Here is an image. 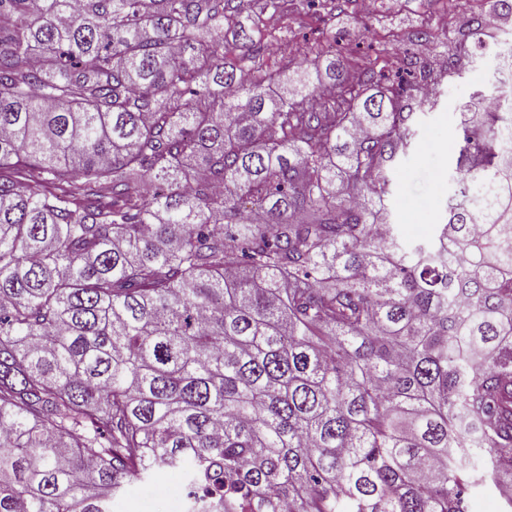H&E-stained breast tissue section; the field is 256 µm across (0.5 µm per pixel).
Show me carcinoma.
Here are the masks:
<instances>
[{"label": "carcinoma", "mask_w": 512, "mask_h": 512, "mask_svg": "<svg viewBox=\"0 0 512 512\" xmlns=\"http://www.w3.org/2000/svg\"><path fill=\"white\" fill-rule=\"evenodd\" d=\"M235 0H0V512H469L512 477V99L413 244L414 55L323 100ZM238 29L233 43L224 29ZM181 473L166 471L144 483H137L124 495L115 500L112 512H181L174 511L171 499H161L159 485H181ZM183 478V477H182ZM505 510V499L497 487V480L488 478L484 484L471 489L470 512H504Z\"/></svg>", "instance_id": "cac0c4a2"}]
</instances>
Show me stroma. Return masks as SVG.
Wrapping results in <instances>:
<instances>
[{
	"instance_id": "obj_1",
	"label": "stroma",
	"mask_w": 512,
	"mask_h": 512,
	"mask_svg": "<svg viewBox=\"0 0 512 512\" xmlns=\"http://www.w3.org/2000/svg\"><path fill=\"white\" fill-rule=\"evenodd\" d=\"M318 21L297 19L293 0H286L275 30L278 42L292 48L297 59L313 61L325 69L333 49L358 56L377 55L379 60H396L401 48H408L428 62L440 90L433 108L416 115V137L410 153L392 169V194L388 207L404 241L429 236L444 213L455 188V153L460 112L471 93L495 89V58L483 55L473 41H461L454 31L446 0H369L367 11L349 4L338 11L332 0H316ZM461 45L463 54L476 57L460 78L449 81L444 72L446 53L438 39ZM178 472L159 473L154 479L137 483L116 499L113 512H174L171 500L161 499L160 485L180 484Z\"/></svg>"
}]
</instances>
